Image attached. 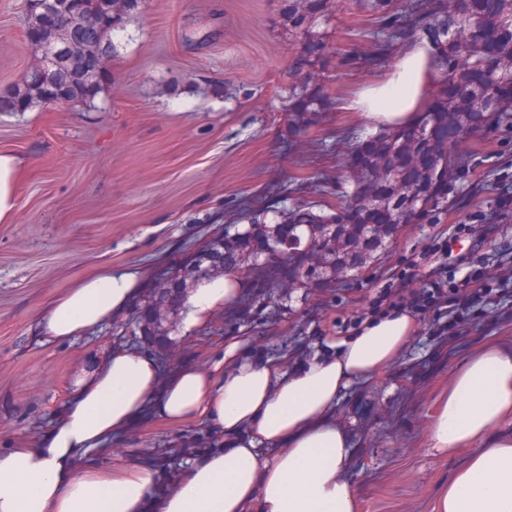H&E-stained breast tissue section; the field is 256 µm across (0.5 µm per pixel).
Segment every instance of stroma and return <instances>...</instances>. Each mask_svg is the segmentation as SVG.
<instances>
[{"label": "stroma", "instance_id": "obj_1", "mask_svg": "<svg viewBox=\"0 0 512 512\" xmlns=\"http://www.w3.org/2000/svg\"><path fill=\"white\" fill-rule=\"evenodd\" d=\"M370 15L337 0L326 28L335 51L327 87L335 105L302 129L288 119V88L299 49L281 17V0H148L114 38L108 80L91 105L0 112V151L22 163L15 220L0 224V448L35 443L98 362L117 346L130 305L88 335L49 345L37 319L51 300L102 268L132 267L143 284L197 250L228 215L250 204L288 206L297 197L342 202L350 149L343 130L375 133L344 110L345 100L386 75L398 59L363 72L340 57L370 50ZM25 35V0H0V92L35 66ZM468 167L448 181L438 208L408 225L374 272L245 319L216 314L212 326L169 325L167 369L208 364L238 341L244 357L288 361L293 349L315 355L320 333L352 325L407 257L427 251L435 230L459 221L471 234L455 251H475L494 273L498 303L462 311L453 335H429V318L381 378L355 383L336 417L353 434L352 476L363 512H433L437 488L457 462L425 446L427 413L454 367L483 342L512 346V218L500 197L512 188V128L471 137ZM216 442L202 422L148 419L87 457L92 466L131 459L171 483L189 448Z\"/></svg>", "mask_w": 512, "mask_h": 512}]
</instances>
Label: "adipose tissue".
<instances>
[{
	"mask_svg": "<svg viewBox=\"0 0 512 512\" xmlns=\"http://www.w3.org/2000/svg\"><path fill=\"white\" fill-rule=\"evenodd\" d=\"M431 56L430 42L411 43L353 108L371 120L411 123L434 84ZM139 292L136 270H100L56 297L38 329L51 344L73 340ZM236 295L227 276L200 284L187 299L186 330L207 325ZM417 332L405 313L373 318L294 368L248 360L232 344L207 368L166 372L149 352L114 348L37 445L0 448V512H360L352 438L334 415L343 394L380 377ZM149 415L204 420L223 445L194 458L167 490L133 460L79 470L84 457ZM426 443L462 459L434 512H512V348L485 342L453 370L429 412Z\"/></svg>",
	"mask_w": 512,
	"mask_h": 512,
	"instance_id": "1",
	"label": "adipose tissue"
}]
</instances>
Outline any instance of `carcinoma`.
<instances>
[{
	"instance_id": "obj_1",
	"label": "carcinoma",
	"mask_w": 512,
	"mask_h": 512,
	"mask_svg": "<svg viewBox=\"0 0 512 512\" xmlns=\"http://www.w3.org/2000/svg\"><path fill=\"white\" fill-rule=\"evenodd\" d=\"M116 0H57L49 23L39 0H28L26 36L38 64L10 91L0 93V112H25L58 101L90 105L107 80L114 52L112 34L139 12L113 8ZM288 37L302 45L292 70L301 79L288 88L295 125H313L331 106L323 93L332 46L317 26L336 10V0H282ZM375 15L368 37L389 47L427 39L436 47L438 84L417 122L389 127L354 142L349 163L351 191L332 209L318 200H296L268 219L262 209L234 218L191 256L166 269L144 296L142 314L124 335L161 336L164 323L181 316L185 290L201 280L211 261L239 281L236 311L278 305L292 290L309 293L345 282L350 273L376 267L403 228L440 203L448 177L466 164L460 144L468 137L512 122V0H359ZM87 21L79 51L88 58L72 69L71 20ZM385 59L358 53L349 68H375Z\"/></svg>"
}]
</instances>
